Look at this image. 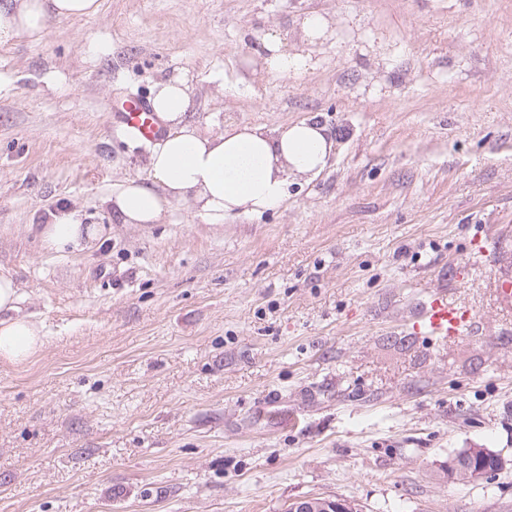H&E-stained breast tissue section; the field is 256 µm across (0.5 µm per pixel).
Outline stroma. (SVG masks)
<instances>
[{
    "instance_id": "1",
    "label": "stroma",
    "mask_w": 512,
    "mask_h": 512,
    "mask_svg": "<svg viewBox=\"0 0 512 512\" xmlns=\"http://www.w3.org/2000/svg\"><path fill=\"white\" fill-rule=\"evenodd\" d=\"M309 12L331 21L313 44ZM271 32L303 72L262 74ZM175 76L201 124L310 119L336 152L259 216L114 223L150 148L113 108ZM66 207L110 240L45 250ZM489 224L512 232V0H100L0 44V274L44 334L0 361V512H512ZM436 289L476 315L457 340L406 329ZM468 448L507 464L449 476ZM354 512L353 503L349 500L337 497L336 499L326 498L317 501L316 498L297 499L290 504L291 512Z\"/></svg>"
}]
</instances>
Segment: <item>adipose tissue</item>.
<instances>
[{
	"label": "adipose tissue",
	"mask_w": 512,
	"mask_h": 512,
	"mask_svg": "<svg viewBox=\"0 0 512 512\" xmlns=\"http://www.w3.org/2000/svg\"><path fill=\"white\" fill-rule=\"evenodd\" d=\"M97 0H0V42L15 38L42 40L51 18L88 16ZM193 92L185 78L158 83L150 103L166 130L147 158L148 176L121 182L105 204L122 224H158L173 203L189 202L207 224L229 216L258 215L278 208L288 186L319 174L336 141L318 123L301 121L285 127L236 124L217 131L201 128L190 114ZM99 224H86L79 211L51 214L40 230L50 250L79 248L101 239ZM19 299L18 286L0 275V359L19 363L43 345L40 326L24 317H10Z\"/></svg>",
	"instance_id": "ef3b65f1"
}]
</instances>
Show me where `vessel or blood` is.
<instances>
[{"mask_svg":"<svg viewBox=\"0 0 512 512\" xmlns=\"http://www.w3.org/2000/svg\"><path fill=\"white\" fill-rule=\"evenodd\" d=\"M118 118L124 128L140 141L154 142L163 135L164 129L156 112L142 96H128ZM491 253L498 266L494 280L496 297L501 307L511 311L512 241L503 238L494 240ZM474 323L475 317L469 310L450 304L447 296L439 290L430 292L408 321L412 335L445 340L463 336Z\"/></svg>","mask_w":512,"mask_h":512,"instance_id":"obj_1","label":"vessel or blood"}]
</instances>
